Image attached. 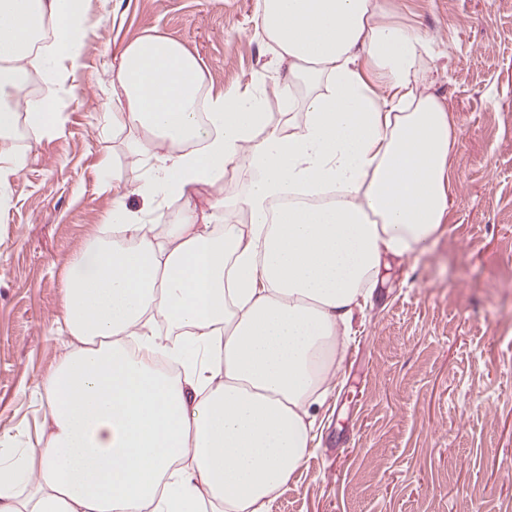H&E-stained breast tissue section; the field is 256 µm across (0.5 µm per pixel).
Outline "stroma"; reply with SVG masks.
<instances>
[{
	"label": "stroma",
	"instance_id": "35a3bbf8",
	"mask_svg": "<svg viewBox=\"0 0 512 512\" xmlns=\"http://www.w3.org/2000/svg\"><path fill=\"white\" fill-rule=\"evenodd\" d=\"M431 45L419 80L453 123L443 233L387 259L353 318L316 440L272 512H512V0H381ZM259 0H88L63 122L0 150L23 156L0 210V447L34 446L38 378L59 363L72 260L111 212L135 130L113 128L105 72L158 30L196 56L213 92L272 77Z\"/></svg>",
	"mask_w": 512,
	"mask_h": 512
}]
</instances>
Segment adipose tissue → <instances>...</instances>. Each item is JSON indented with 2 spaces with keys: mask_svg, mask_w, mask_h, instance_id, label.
<instances>
[{
  "mask_svg": "<svg viewBox=\"0 0 512 512\" xmlns=\"http://www.w3.org/2000/svg\"><path fill=\"white\" fill-rule=\"evenodd\" d=\"M85 2L0 0V135L58 125L28 71L78 66ZM259 20L282 72L251 91L206 92L158 31L121 49L112 124L142 131L128 156L152 176L115 187L65 282V353L38 382L48 434L0 458V512H271L384 260L441 234L452 127L417 78L427 43L379 0H261ZM231 164L250 178L215 224L192 193ZM173 197V224L147 222Z\"/></svg>",
  "mask_w": 512,
  "mask_h": 512,
  "instance_id": "obj_1",
  "label": "adipose tissue"
}]
</instances>
